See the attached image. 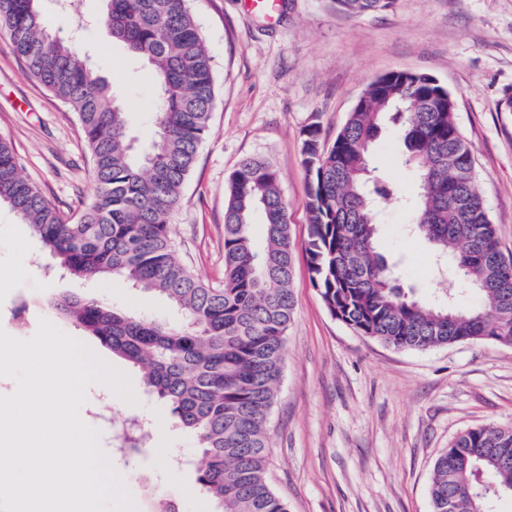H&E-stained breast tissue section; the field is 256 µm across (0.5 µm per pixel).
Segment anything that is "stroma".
<instances>
[{"mask_svg": "<svg viewBox=\"0 0 512 512\" xmlns=\"http://www.w3.org/2000/svg\"><path fill=\"white\" fill-rule=\"evenodd\" d=\"M190 6L212 57L216 104L171 219L175 245L195 274L223 284L225 192L239 163L256 157L279 174L296 247V305L268 423L269 482L289 512H432L434 467L449 442L472 427L512 425V347L466 341L397 350L330 315L303 251L308 176L301 132L317 119L326 139H334L366 86L389 71L433 75L456 100L479 190L502 251L512 254V112L502 105L512 93V0H394L389 9L359 16L338 12L332 0H278L268 16L244 0H191ZM79 47L123 98L139 144L148 145L156 133L151 72L105 25L86 33ZM0 138L54 205L76 212L90 204L91 166L74 112L29 77L4 36ZM400 154L399 125L386 120L373 163L410 194L416 177ZM413 220L411 208L383 203L378 244L396 262L402 285L425 299L450 288L459 305H476L479 297L466 285L438 278L427 245L409 233ZM48 264L28 224L1 206L0 329L15 334L14 305L25 299L28 334L49 319L129 377L137 416L158 421L163 431L139 453L114 451L106 431L100 446L137 512H155L162 498L177 512H214L187 464L198 453L193 435L174 424L128 362L46 306L50 297L76 291L172 321L168 302L120 279L78 281ZM162 446L171 459L160 458Z\"/></svg>", "mask_w": 512, "mask_h": 512, "instance_id": "1", "label": "stroma"}]
</instances>
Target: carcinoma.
Returning a JSON list of instances; mask_svg holds the SVG:
<instances>
[{"mask_svg": "<svg viewBox=\"0 0 512 512\" xmlns=\"http://www.w3.org/2000/svg\"><path fill=\"white\" fill-rule=\"evenodd\" d=\"M39 2L0 0V34L29 75L75 112L94 196L76 216L53 205L0 139V205L30 225L62 274L122 279L165 297L180 321L76 292L47 306L136 368L146 391L194 435L197 481L217 512H288L266 478L268 417L295 308V252L278 174L257 158L233 172L224 207V284L202 281L180 258L171 228L215 104L212 58L189 0H106L101 18L80 19L69 40L51 31ZM392 2L333 0L350 15ZM100 22L152 68L157 134L146 151L134 146L123 101L81 54L82 34ZM389 112L401 119L403 163L418 174L413 232L433 247L437 263L452 259L448 273L478 291L477 307L422 300L403 288L396 264L377 248L378 202L399 197L371 159ZM301 152L309 177L304 252L333 317L396 349L464 341L512 346V255L499 246L472 147L444 85L417 72L376 80L331 146L315 120L302 131ZM257 213L265 229L260 247L251 234ZM502 495L512 496V427L460 433L436 462L432 512H486L490 498Z\"/></svg>", "mask_w": 512, "mask_h": 512, "instance_id": "carcinoma-1", "label": "carcinoma"}]
</instances>
